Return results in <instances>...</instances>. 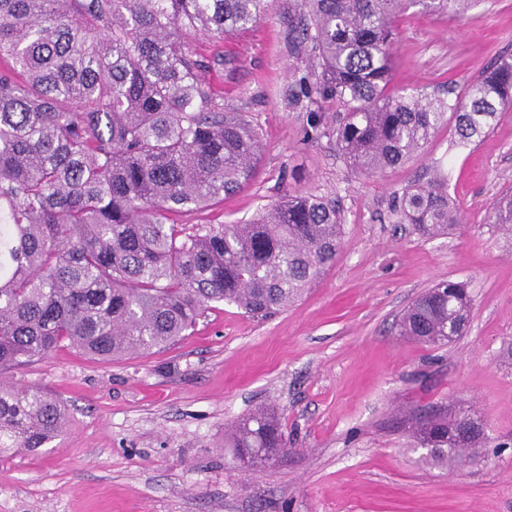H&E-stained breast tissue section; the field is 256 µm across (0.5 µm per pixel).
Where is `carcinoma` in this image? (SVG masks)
Returning a JSON list of instances; mask_svg holds the SVG:
<instances>
[{
    "label": "carcinoma",
    "instance_id": "obj_1",
    "mask_svg": "<svg viewBox=\"0 0 512 512\" xmlns=\"http://www.w3.org/2000/svg\"><path fill=\"white\" fill-rule=\"evenodd\" d=\"M272 0H0V375L69 346L100 359L164 349L214 303L267 318L336 260V203L290 193L244 224H175L251 180L257 129L224 111V95L185 42L218 38L266 16ZM481 0H299L294 49L319 72L288 96L307 112L305 138H335L364 176L404 164L446 121L462 142L512 111V59L441 98L393 87L400 17L472 9ZM341 107L334 122L323 104ZM393 211L425 236L459 221L447 177L395 196ZM512 230V198L494 207ZM471 297L442 281L416 298L399 335L427 347L468 329ZM60 402L0 380V456L36 452L66 427ZM436 462L485 447L483 421L459 410L415 419ZM224 447L263 463L283 448L273 408L224 431Z\"/></svg>",
    "mask_w": 512,
    "mask_h": 512
}]
</instances>
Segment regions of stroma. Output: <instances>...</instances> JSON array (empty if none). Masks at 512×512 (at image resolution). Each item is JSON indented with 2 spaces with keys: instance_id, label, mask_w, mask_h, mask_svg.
<instances>
[{
  "instance_id": "1",
  "label": "stroma",
  "mask_w": 512,
  "mask_h": 512,
  "mask_svg": "<svg viewBox=\"0 0 512 512\" xmlns=\"http://www.w3.org/2000/svg\"><path fill=\"white\" fill-rule=\"evenodd\" d=\"M189 42L204 58L230 57L210 81L264 150L247 187L178 223L240 224L307 191L341 210L336 261L270 318L219 303L159 351L101 361L64 347L6 373L58 399L68 425L54 445L0 457V512H512V233L493 214L512 195V114L466 144L443 125L404 165L368 178L334 140L305 138L288 87L311 64L291 49L281 0L232 37ZM504 57L512 0L455 15L412 10L393 83L442 95ZM439 168L460 221L423 237L391 204ZM444 280L473 297L467 333L439 348L399 337L404 309ZM267 405L287 454L235 467L225 429ZM462 407L480 413L493 447L462 466L414 447L412 414Z\"/></svg>"
}]
</instances>
